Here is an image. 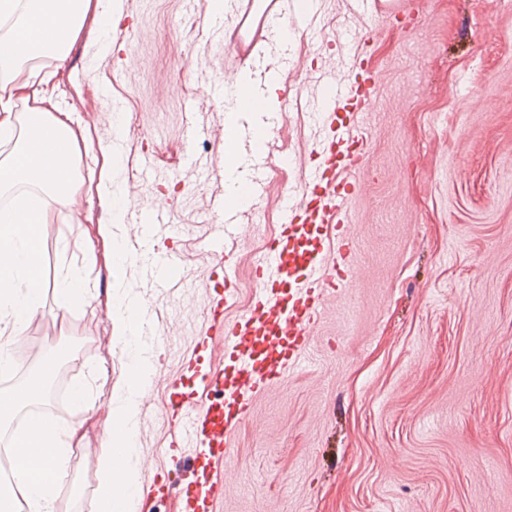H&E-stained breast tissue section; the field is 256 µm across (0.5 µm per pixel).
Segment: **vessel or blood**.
Masks as SVG:
<instances>
[{
    "mask_svg": "<svg viewBox=\"0 0 512 512\" xmlns=\"http://www.w3.org/2000/svg\"><path fill=\"white\" fill-rule=\"evenodd\" d=\"M237 22L232 40L238 49L251 47L260 35L288 29V0H236ZM371 77L325 84L318 118L325 137L313 148L317 163L303 176L302 196L282 207L278 232L270 237L255 264V287L245 311L225 320L232 291L212 297L207 322L196 335L192 356L173 383L166 417L175 428L167 475H154L160 497H185L186 512H209L217 499L212 470L230 454L238 427L251 414L256 399L309 355L314 332L321 325L328 297L335 291L334 272L349 269L351 252L342 223L358 189L348 174L360 169L366 137L357 121L371 99ZM263 186L245 181L241 199H219L212 206L213 234L205 246L215 267L226 266L224 231L239 223L244 202L260 200ZM129 223L139 225L137 237L126 241L128 254L139 255L149 240L173 233L171 206L143 211L128 206ZM142 276L147 287L181 288L180 255L170 251L146 260ZM224 342L223 368L211 367L209 351ZM190 448L182 455L180 447Z\"/></svg>",
    "mask_w": 512,
    "mask_h": 512,
    "instance_id": "1",
    "label": "vessel or blood"
}]
</instances>
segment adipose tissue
Listing matches in <instances>:
<instances>
[{
    "mask_svg": "<svg viewBox=\"0 0 512 512\" xmlns=\"http://www.w3.org/2000/svg\"><path fill=\"white\" fill-rule=\"evenodd\" d=\"M101 0H0V194L13 192L0 206V370L14 368L10 354L24 331L43 309L45 283L40 257L56 209L74 210L82 203L76 174L81 149L88 144L85 129L74 126L53 91L57 72L34 68L30 59L51 54L65 60L86 24H100ZM48 194L52 205L24 194V187ZM116 334L129 357L124 386L110 393V422H122L126 432L106 433L95 458L98 478L96 512H128L129 492L140 489L133 443L139 392L146 372L144 350L131 324L132 304L119 297ZM41 374L0 400V423L11 420L20 407L42 397V377L51 373L58 353L39 355ZM77 424H50L33 416L22 447L39 461V468L19 466L0 497V512H15L25 503L28 512H55L58 486L68 476Z\"/></svg>",
    "mask_w": 512,
    "mask_h": 512,
    "instance_id": "ef3b65f1",
    "label": "adipose tissue"
}]
</instances>
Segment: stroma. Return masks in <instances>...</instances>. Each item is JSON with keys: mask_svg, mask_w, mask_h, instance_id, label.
<instances>
[{"mask_svg": "<svg viewBox=\"0 0 512 512\" xmlns=\"http://www.w3.org/2000/svg\"><path fill=\"white\" fill-rule=\"evenodd\" d=\"M317 0L323 27L288 9L290 45L237 53L209 27L213 0H104L98 31L57 67L61 105L89 138L80 221L56 213L43 254L45 307L25 331L41 351L67 350L66 384H85L90 411L49 397L59 422L80 423L79 447H99L108 394L129 359L111 333L116 293L156 318L145 347L162 378L139 399L135 446L169 462L166 378L178 376L204 322L213 263L198 242L224 193V101L209 96L224 69L276 58L284 107L274 139L287 164L257 169L265 194L225 238L234 318L255 286V262L277 230L285 195L300 197L321 129L310 121L323 78L377 76L363 120L365 165L347 216L352 276L328 303L314 357L259 398L224 466L216 512H512V0ZM202 135L184 144V105ZM123 113H115L114 102ZM124 127L123 144L114 132ZM204 166L187 162L185 151ZM150 156L153 167L140 176ZM141 208L175 203L178 233L159 244L184 262L182 295L143 287L137 261L111 275L117 193ZM75 271L91 306L55 293ZM97 478L76 458L58 512H92Z\"/></svg>", "mask_w": 512, "mask_h": 512, "instance_id": "obj_1", "label": "stroma"}]
</instances>
